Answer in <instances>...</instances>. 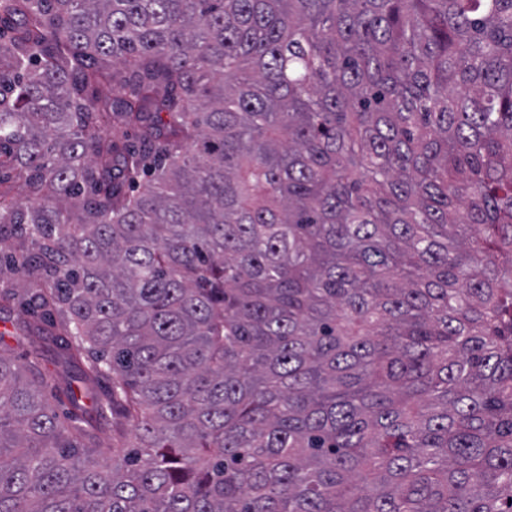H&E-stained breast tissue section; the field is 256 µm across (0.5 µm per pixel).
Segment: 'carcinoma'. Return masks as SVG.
Returning <instances> with one entry per match:
<instances>
[{
	"label": "carcinoma",
	"instance_id": "carcinoma-1",
	"mask_svg": "<svg viewBox=\"0 0 512 512\" xmlns=\"http://www.w3.org/2000/svg\"><path fill=\"white\" fill-rule=\"evenodd\" d=\"M16 14L0 279L84 392L0 333V512H512V0ZM40 354L39 361L41 367L46 373V381L48 382L49 390L58 399V413L62 420H64L66 413L72 410L69 402V391L72 386L75 391L81 384L74 381L78 373V369L63 364L58 357V349L56 345L45 346L37 349Z\"/></svg>",
	"mask_w": 512,
	"mask_h": 512
}]
</instances>
